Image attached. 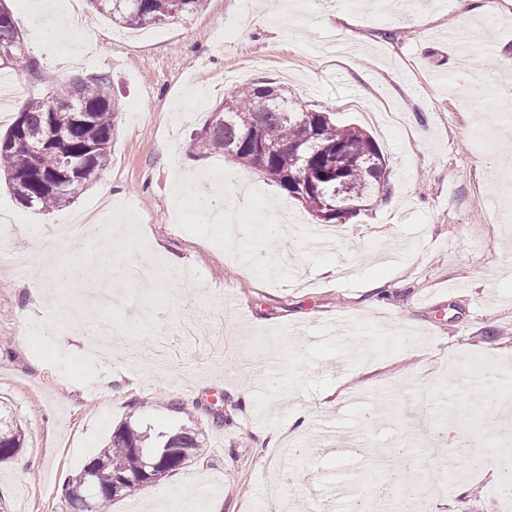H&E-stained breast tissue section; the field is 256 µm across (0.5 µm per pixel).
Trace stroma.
Listing matches in <instances>:
<instances>
[{"label": "stroma", "instance_id": "stroma-1", "mask_svg": "<svg viewBox=\"0 0 512 512\" xmlns=\"http://www.w3.org/2000/svg\"><path fill=\"white\" fill-rule=\"evenodd\" d=\"M206 0L202 11L127 30L80 11L41 30L28 0H8L36 72H14L20 101L75 79L109 78L119 107L100 179L67 207L21 206L0 182V249L22 256L74 213L110 195L123 236L109 248L144 257L153 283L128 280L124 302L61 324L59 287L32 296L28 271L0 264V407L25 429L0 464L7 512H70L65 478L132 419L152 435L194 420L205 453L159 483L113 501L110 512H177L197 491L220 512H298L341 485L379 472L399 442L416 455L395 467L416 484L386 486L382 512H406L433 492L430 512H502L512 482L488 480L480 458L504 466L512 428L498 414L475 422L467 401L512 403V182L492 164L512 157L497 134L512 108V0ZM487 95L469 98L468 74ZM238 81L272 80L309 108L367 131L386 157L385 191L315 249L299 203L238 162L195 151L191 135ZM235 214L222 226L176 217L202 179ZM301 216L287 242L256 224ZM285 253L281 267H246L249 248ZM175 278L178 289L167 286ZM379 291H371L374 281ZM351 318L343 336L337 320ZM72 337L60 352L57 339ZM248 388L250 399L235 394ZM366 438L359 464L343 443Z\"/></svg>", "mask_w": 512, "mask_h": 512}]
</instances>
